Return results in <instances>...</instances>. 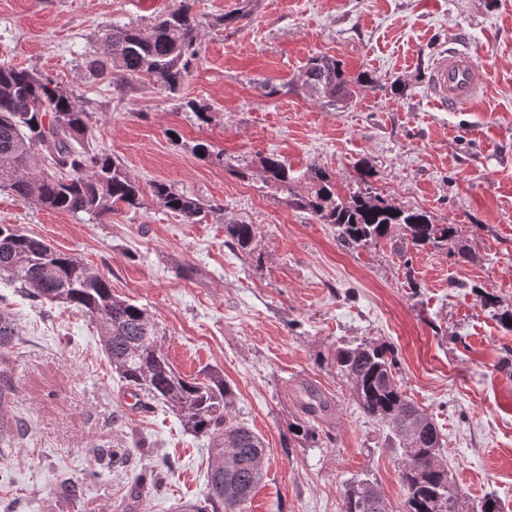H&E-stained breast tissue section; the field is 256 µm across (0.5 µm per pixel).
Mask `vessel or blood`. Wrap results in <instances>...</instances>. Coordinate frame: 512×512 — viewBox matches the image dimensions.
I'll return each instance as SVG.
<instances>
[{
	"label": "vessel or blood",
	"mask_w": 512,
	"mask_h": 512,
	"mask_svg": "<svg viewBox=\"0 0 512 512\" xmlns=\"http://www.w3.org/2000/svg\"><path fill=\"white\" fill-rule=\"evenodd\" d=\"M482 72L466 52L451 50L436 58L427 84V93L437 105L460 112L467 110L478 96Z\"/></svg>",
	"instance_id": "obj_1"
}]
</instances>
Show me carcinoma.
Instances as JSON below:
<instances>
[{"instance_id":"1","label":"carcinoma","mask_w":512,"mask_h":512,"mask_svg":"<svg viewBox=\"0 0 512 512\" xmlns=\"http://www.w3.org/2000/svg\"><path fill=\"white\" fill-rule=\"evenodd\" d=\"M201 20L188 0L154 18L150 25H113L104 30L99 50L86 59L88 70L112 81L117 70L131 78L148 77L174 96L189 75L197 55L196 31ZM305 85L324 104L337 106L353 97L338 63L313 56ZM89 115L73 90L41 73L0 63V179L19 199L41 208L90 215L139 209L143 191L121 164L93 148L88 140ZM266 181L287 193L288 203L315 219L336 225L338 238L365 247L399 233L418 247L446 249L455 241L453 224H435L427 212L405 209L378 195L358 191L344 198L331 175L319 168L295 174L274 153L260 161ZM307 184L299 195L293 186ZM153 198L187 224L196 222L203 204L175 185L155 181ZM257 227L245 221L224 225L227 244L253 251ZM0 276L41 303H66L86 313L100 330L103 350L126 387L151 401L167 403L182 426L204 437L209 466L203 506L190 512H245L261 482L267 448L260 435L231 417L236 394L218 372L187 378L173 368L164 351L153 316L143 307L112 292V284L89 271L74 256L21 230L0 225ZM17 326L0 309V353L14 348ZM332 366L351 384L363 412L386 423L392 445L401 449L399 476L405 490L400 512H460L461 494L442 453L439 428L429 414L412 403L395 380L394 348L361 342L336 349ZM10 368L0 366V411L10 402ZM305 419L288 426V447H318L320 423L330 402L310 385L302 386ZM138 491L160 493L167 482L158 472L141 473ZM343 512H392L387 499L369 479H357L343 493Z\"/></svg>"}]
</instances>
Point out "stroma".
<instances>
[{"mask_svg": "<svg viewBox=\"0 0 512 512\" xmlns=\"http://www.w3.org/2000/svg\"><path fill=\"white\" fill-rule=\"evenodd\" d=\"M174 0H0V61L71 88L89 112L88 136L141 186L174 184L206 210L196 223L151 195L140 209L97 218L40 208L0 189V225L18 226L108 278L150 312L177 371L223 373L233 417L260 434L265 475L248 512H343L347 482H375L394 512L405 491L386 424L363 413L329 362L336 346L386 342L395 379L434 418L443 452L474 512L495 494L512 512V376L500 368L512 332V0H191L198 55L177 96L148 78L89 73L104 29L149 25ZM473 54L484 83L468 111L426 94L434 58ZM365 74L353 99L324 106L304 85L310 57ZM209 107L199 120L187 106ZM210 144L223 165L197 156ZM280 155L298 173L329 172L342 195L358 186L388 203L456 225L471 257L406 240L341 244L333 225L288 205L261 176ZM257 227L252 254L224 226ZM495 309L485 308L483 295ZM0 304L19 330L9 354L14 397L5 419L22 428L0 457V512H176L202 499L208 441L167 405L135 404L78 309L38 305L0 280ZM332 403L317 448H288L301 384ZM125 454L110 465L102 456ZM168 477L158 497L133 495V475Z\"/></svg>", "mask_w": 512, "mask_h": 512, "instance_id": "35a3bbf8", "label": "stroma"}]
</instances>
